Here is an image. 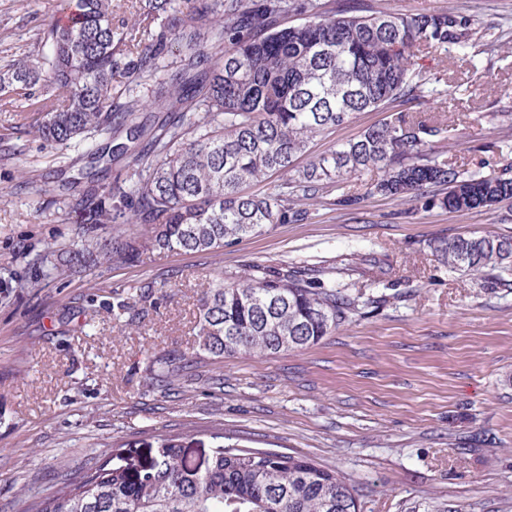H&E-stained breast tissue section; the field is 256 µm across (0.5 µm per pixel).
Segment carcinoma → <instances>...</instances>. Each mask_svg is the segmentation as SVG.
I'll return each mask as SVG.
<instances>
[{
    "mask_svg": "<svg viewBox=\"0 0 512 512\" xmlns=\"http://www.w3.org/2000/svg\"><path fill=\"white\" fill-rule=\"evenodd\" d=\"M113 0H65L69 22L40 33L41 56L14 59L0 72V110L15 112L22 91L41 121L19 129L48 146L89 136L112 140L129 157L127 183L106 193L90 179L76 209L84 224H107L101 241L82 233L64 262L42 258L44 280L89 279L100 267L131 264L143 251H218L277 224H298L310 206L334 195L353 207L384 196L455 212L498 209L512 219V177L468 171L448 162V122L401 107L428 86L452 82L448 61L425 58L468 49L479 22L455 10L368 15L346 0H188L180 17L172 0H123L133 24L112 23ZM166 16L163 31L155 24ZM181 48L167 63L161 38ZM167 75L147 98L118 102L117 79ZM388 113L384 123L314 155L311 144L359 113ZM307 164L294 168L301 156ZM378 171L381 176L367 180ZM284 177L272 182L274 175ZM264 185L253 194L245 187ZM437 259L461 275L512 278V237L493 232L440 239ZM288 268L252 266L219 273L199 299L198 354L231 359L313 345L356 311L361 296L336 281ZM42 280V281H44ZM42 281L20 282L21 290ZM171 384L184 366L156 361ZM26 512H359L352 487L311 459L259 449L218 448L203 470L185 448L162 439L149 469L104 462L70 472L60 487L33 497Z\"/></svg>",
    "mask_w": 512,
    "mask_h": 512,
    "instance_id": "1",
    "label": "carcinoma"
}]
</instances>
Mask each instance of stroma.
<instances>
[{
	"label": "stroma",
	"mask_w": 512,
	"mask_h": 512,
	"mask_svg": "<svg viewBox=\"0 0 512 512\" xmlns=\"http://www.w3.org/2000/svg\"><path fill=\"white\" fill-rule=\"evenodd\" d=\"M57 0H0V65L33 49ZM403 11L448 8L479 19L484 36L441 98L448 157L465 169L512 166V0H351ZM0 112V512L71 471L128 450L139 470L162 438L191 464L224 447L293 453L335 470L360 512H512V287L462 276L430 243L472 232L512 235L495 210L450 212L379 196L321 206L301 224L214 253H146L99 269V287L42 276L39 257L68 249L81 226L54 196L58 177L81 181L84 145L16 136ZM29 168L19 189L17 169ZM252 265L321 267L366 304L336 333L270 356L197 360V303L218 272ZM152 285L118 315L117 298ZM189 364L167 387L154 363Z\"/></svg>",
	"instance_id": "obj_1"
}]
</instances>
